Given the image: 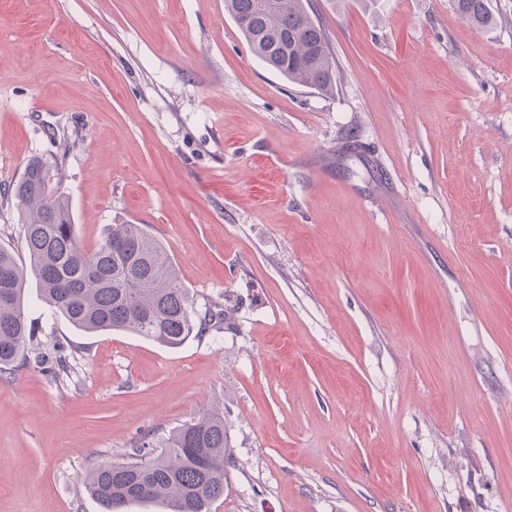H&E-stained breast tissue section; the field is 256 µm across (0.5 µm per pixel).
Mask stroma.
<instances>
[{
  "instance_id": "35a3bbf8",
  "label": "stroma",
  "mask_w": 512,
  "mask_h": 512,
  "mask_svg": "<svg viewBox=\"0 0 512 512\" xmlns=\"http://www.w3.org/2000/svg\"><path fill=\"white\" fill-rule=\"evenodd\" d=\"M312 0L332 92L251 52L224 0H0V247L51 169L89 249L139 224L197 313L176 348L30 297L0 372V512H104L98 465L224 416L209 512H512V0ZM452 2L460 16L475 27H490L496 22L487 0H452Z\"/></svg>"
}]
</instances>
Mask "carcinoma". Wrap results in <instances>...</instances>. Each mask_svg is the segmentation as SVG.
Returning <instances> with one entry per match:
<instances>
[{"instance_id": "carcinoma-1", "label": "carcinoma", "mask_w": 512, "mask_h": 512, "mask_svg": "<svg viewBox=\"0 0 512 512\" xmlns=\"http://www.w3.org/2000/svg\"><path fill=\"white\" fill-rule=\"evenodd\" d=\"M469 24H495L487 0H452ZM308 0H227L252 52L291 82L333 90L335 67L323 25ZM45 162L31 159L12 186L29 262L0 248V372L26 359L31 341L24 291L34 279L42 301L86 332L121 330L168 347L182 345L198 318L166 247L139 224H112L95 249L84 248L69 202L49 184ZM230 446L224 416L205 415L178 430L147 463L100 464L87 490L106 512L131 502L164 512H207L224 495Z\"/></svg>"}]
</instances>
